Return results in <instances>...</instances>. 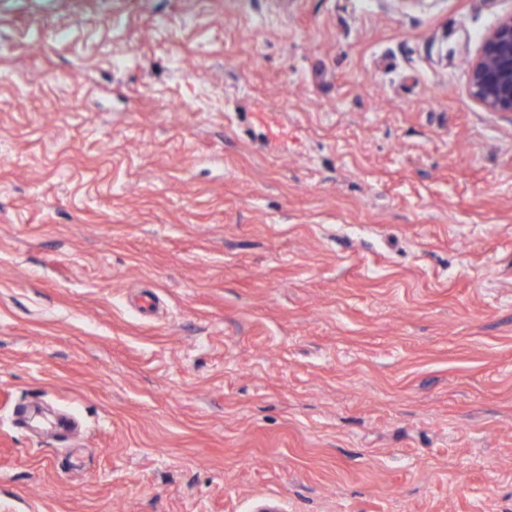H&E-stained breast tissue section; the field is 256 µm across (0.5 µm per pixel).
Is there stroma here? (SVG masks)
Listing matches in <instances>:
<instances>
[{
  "mask_svg": "<svg viewBox=\"0 0 512 512\" xmlns=\"http://www.w3.org/2000/svg\"><path fill=\"white\" fill-rule=\"evenodd\" d=\"M510 14L0 0V512H512ZM468 65L473 100L486 111L512 118V15L485 35Z\"/></svg>",
  "mask_w": 512,
  "mask_h": 512,
  "instance_id": "stroma-1",
  "label": "stroma"
}]
</instances>
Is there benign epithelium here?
I'll use <instances>...</instances> for the list:
<instances>
[{
    "label": "benign epithelium",
    "instance_id": "benign-epithelium-1",
    "mask_svg": "<svg viewBox=\"0 0 512 512\" xmlns=\"http://www.w3.org/2000/svg\"><path fill=\"white\" fill-rule=\"evenodd\" d=\"M470 95L488 112L512 118V15L501 18L468 61Z\"/></svg>",
    "mask_w": 512,
    "mask_h": 512
}]
</instances>
